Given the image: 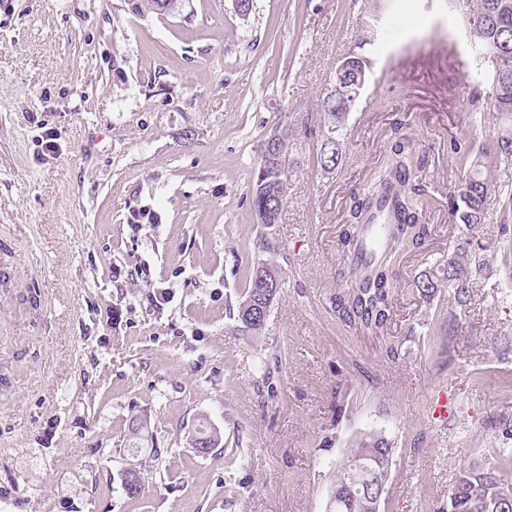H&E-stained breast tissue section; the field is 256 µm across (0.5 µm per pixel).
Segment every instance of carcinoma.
<instances>
[{
    "label": "carcinoma",
    "instance_id": "carcinoma-1",
    "mask_svg": "<svg viewBox=\"0 0 512 512\" xmlns=\"http://www.w3.org/2000/svg\"><path fill=\"white\" fill-rule=\"evenodd\" d=\"M139 16H171L182 10V0H127ZM471 46L475 53L494 62L490 83V107L498 119L496 135L479 150L463 141L450 143L465 176L448 193V211L452 220L464 225L469 239L448 247V255L422 273L416 282L421 298L431 300L443 288L459 306L466 305L470 285L488 281L489 260L471 249V239L487 221L486 202L492 195L504 197L512 207V189L503 190L485 175L491 168L512 165V0H477L467 19ZM352 104L342 95L324 96L321 101L323 125L320 137L331 136L324 149L318 150L319 166L339 167L346 153L348 125ZM402 123H395L394 137L385 162L366 186L350 192V219L342 225L340 242L352 253L364 229L366 213L375 192L389 185L396 187L399 222L389 231V243L372 272L362 277L353 263L340 271L338 291L333 299L337 318L354 325L367 335L378 336L390 324L398 288L395 267L404 255L419 250L431 236L421 205L425 187L417 180L419 158L412 153L408 137L401 133ZM255 262L245 270V288L237 306V318L252 333L260 332L264 321L252 320L249 310L256 296V262L264 261L277 269L276 249L267 235L257 232L253 240ZM462 319L448 317L443 325L448 342L464 333ZM147 420L134 417L129 428L128 450L142 452ZM395 449L375 433H364L355 440L337 467L328 503L329 512H380L385 501ZM448 512H512V448H495L482 464L462 466L448 493Z\"/></svg>",
    "mask_w": 512,
    "mask_h": 512
}]
</instances>
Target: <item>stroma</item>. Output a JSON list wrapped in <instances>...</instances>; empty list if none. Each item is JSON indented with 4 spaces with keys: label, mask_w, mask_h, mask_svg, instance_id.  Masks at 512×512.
Returning a JSON list of instances; mask_svg holds the SVG:
<instances>
[{
    "label": "stroma",
    "mask_w": 512,
    "mask_h": 512,
    "mask_svg": "<svg viewBox=\"0 0 512 512\" xmlns=\"http://www.w3.org/2000/svg\"><path fill=\"white\" fill-rule=\"evenodd\" d=\"M380 4L373 76L327 175L319 104L371 0H254L245 18L233 0H187L168 17L125 0H0V512H326L364 432L396 450L382 512H442L459 468L501 447L489 418L512 413V296L480 282L460 307L414 285L465 234L448 215L462 175L449 140L495 132L493 113L468 119L469 90L493 70L463 24L476 0ZM400 118L425 156L436 233L402 261L385 334L367 336L333 309L338 234ZM276 126L288 190L267 234L284 286L255 335L232 311L253 257L258 144ZM142 208L158 226L136 238ZM487 212L480 242L506 282L502 199ZM141 262L171 286L164 307L128 282ZM452 312L466 325L453 344L441 334ZM342 379L351 410L338 422ZM441 383L463 408L437 430L424 405ZM135 416L163 454L132 498ZM202 423L220 436L204 458L190 445Z\"/></svg>",
    "instance_id": "stroma-1"
}]
</instances>
